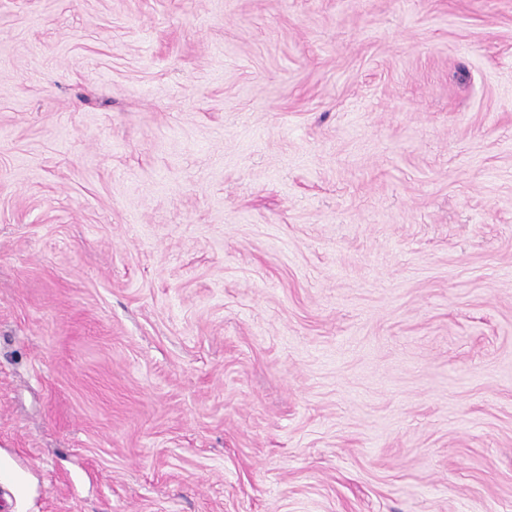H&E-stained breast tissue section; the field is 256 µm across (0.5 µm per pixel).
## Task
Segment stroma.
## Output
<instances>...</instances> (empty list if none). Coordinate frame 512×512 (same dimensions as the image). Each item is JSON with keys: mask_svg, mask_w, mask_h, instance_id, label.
Returning a JSON list of instances; mask_svg holds the SVG:
<instances>
[{"mask_svg": "<svg viewBox=\"0 0 512 512\" xmlns=\"http://www.w3.org/2000/svg\"><path fill=\"white\" fill-rule=\"evenodd\" d=\"M0 512H512V0H0Z\"/></svg>", "mask_w": 512, "mask_h": 512, "instance_id": "35a3bbf8", "label": "stroma"}]
</instances>
